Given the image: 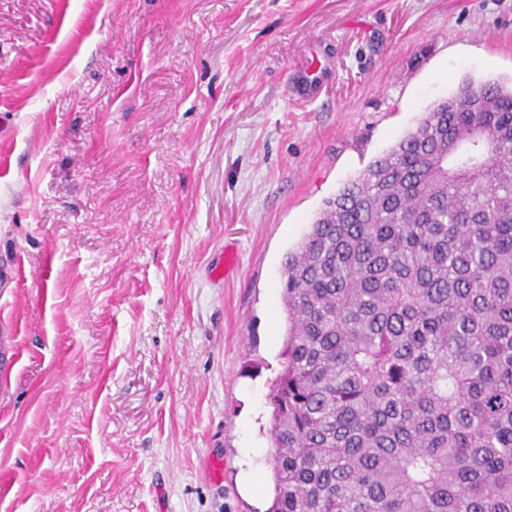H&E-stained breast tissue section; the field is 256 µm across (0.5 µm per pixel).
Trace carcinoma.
Returning a JSON list of instances; mask_svg holds the SVG:
<instances>
[{
  "mask_svg": "<svg viewBox=\"0 0 512 512\" xmlns=\"http://www.w3.org/2000/svg\"><path fill=\"white\" fill-rule=\"evenodd\" d=\"M466 91L288 250L268 512H512V85Z\"/></svg>",
  "mask_w": 512,
  "mask_h": 512,
  "instance_id": "carcinoma-1",
  "label": "carcinoma"
}]
</instances>
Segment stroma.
<instances>
[{"instance_id": "stroma-1", "label": "stroma", "mask_w": 512, "mask_h": 512, "mask_svg": "<svg viewBox=\"0 0 512 512\" xmlns=\"http://www.w3.org/2000/svg\"><path fill=\"white\" fill-rule=\"evenodd\" d=\"M468 77L512 0H0V512H267L285 254ZM325 69V65L315 54L311 63L297 70L299 75L292 88L293 95L299 98L315 97L324 78Z\"/></svg>"}]
</instances>
